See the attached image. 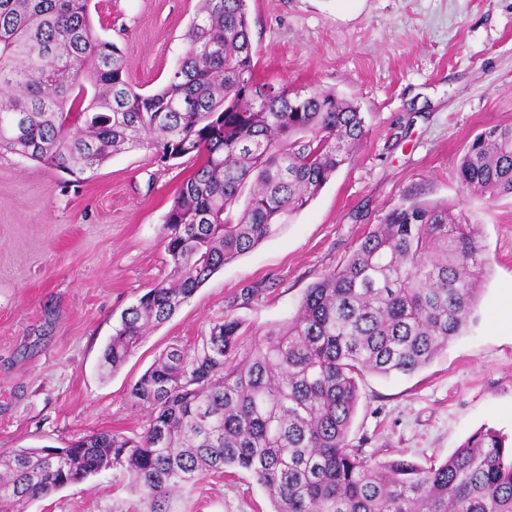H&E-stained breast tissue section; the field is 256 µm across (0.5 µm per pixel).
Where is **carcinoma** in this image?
Listing matches in <instances>:
<instances>
[{"label": "carcinoma", "mask_w": 512, "mask_h": 512, "mask_svg": "<svg viewBox=\"0 0 512 512\" xmlns=\"http://www.w3.org/2000/svg\"><path fill=\"white\" fill-rule=\"evenodd\" d=\"M89 4L0 0V152L72 175L143 145L162 164L199 161L162 225L169 277L121 314L102 352L114 373L224 264L290 223L366 130L334 90L255 81L247 0H202L188 51L150 93L129 83ZM456 173L468 192L512 196V126L478 134ZM487 275L466 215L405 201L288 321L245 344L226 315L193 349L162 354L130 391L149 411L141 434L81 435L54 457L0 451V512L109 470L166 512L172 493L232 467L273 512H512V447L490 428L426 467L372 460L348 439L358 379L430 364L467 326Z\"/></svg>", "instance_id": "obj_1"}]
</instances>
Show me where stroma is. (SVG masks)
<instances>
[{
	"instance_id": "35a3bbf8",
	"label": "stroma",
	"mask_w": 512,
	"mask_h": 512,
	"mask_svg": "<svg viewBox=\"0 0 512 512\" xmlns=\"http://www.w3.org/2000/svg\"><path fill=\"white\" fill-rule=\"evenodd\" d=\"M200 0H91L135 90L160 88L185 55ZM258 82L352 100L367 135L293 223L225 264L151 329L115 373L100 366L121 314L171 270L164 217L195 170L147 147L75 178L0 154V450L148 425L130 390L169 346L192 348L225 313L261 333L344 266L405 199L448 203L478 224L489 262L465 331L411 375H364L349 439L376 460H445L490 427L512 438V196L463 192L456 163L481 131L512 125V0H247ZM258 294L240 303L243 289ZM242 469L182 488L167 512H272ZM27 512H150L111 472L32 501Z\"/></svg>"
}]
</instances>
